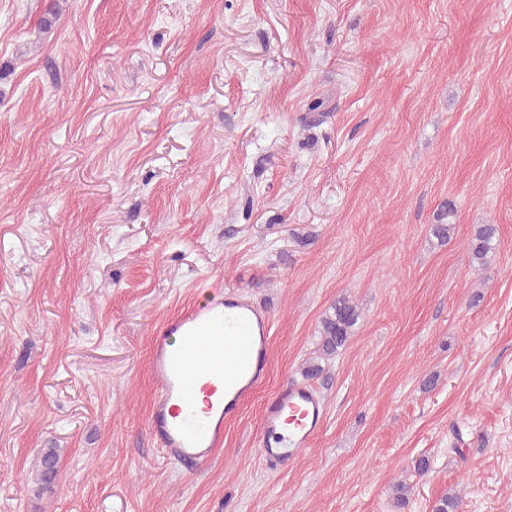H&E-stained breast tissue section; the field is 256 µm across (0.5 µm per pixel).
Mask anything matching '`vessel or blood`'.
Instances as JSON below:
<instances>
[{"mask_svg": "<svg viewBox=\"0 0 512 512\" xmlns=\"http://www.w3.org/2000/svg\"><path fill=\"white\" fill-rule=\"evenodd\" d=\"M271 321L251 302L221 294L167 321L152 341L158 391L149 430L169 458L204 462L224 445V426L266 377ZM325 421L308 387L281 386L263 409L260 449L270 464L311 447Z\"/></svg>", "mask_w": 512, "mask_h": 512, "instance_id": "obj_1", "label": "vessel or blood"}]
</instances>
